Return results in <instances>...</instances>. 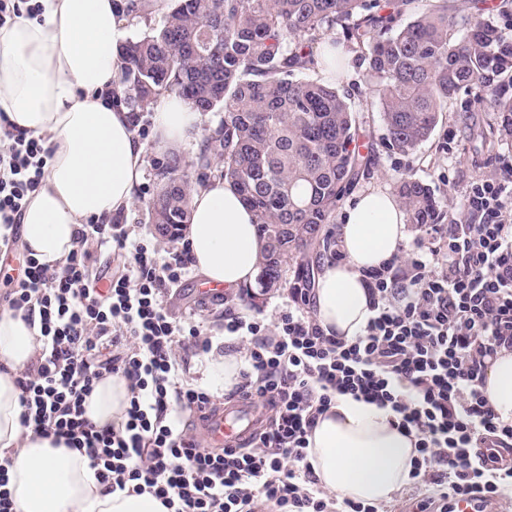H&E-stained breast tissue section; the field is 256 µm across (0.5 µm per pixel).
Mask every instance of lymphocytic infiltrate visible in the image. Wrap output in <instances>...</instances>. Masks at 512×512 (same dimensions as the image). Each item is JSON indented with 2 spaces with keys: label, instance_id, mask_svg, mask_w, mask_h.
<instances>
[{
  "label": "lymphocytic infiltrate",
  "instance_id": "1",
  "mask_svg": "<svg viewBox=\"0 0 512 512\" xmlns=\"http://www.w3.org/2000/svg\"><path fill=\"white\" fill-rule=\"evenodd\" d=\"M49 151L42 137L0 124V225L18 238L27 197ZM466 220L429 224L425 242L397 273L394 261L366 270L373 312L353 340L326 335L309 311L312 290L288 289L274 327L227 309L221 333L243 344L231 396L268 405L266 427L235 448H208L182 423L216 407L208 390L184 383L188 354L209 353L205 323L173 320L163 297L189 273L185 248L160 252L130 235L122 217L89 220L61 269L27 258L0 307L40 319L41 345L17 381L24 431L84 453L109 489L151 493L169 512H378L319 485L306 449L334 398L391 408L412 435L415 488L440 489L441 512L455 497L490 501L512 489V424L480 390L486 361L512 351V163L467 189ZM123 260L106 289L90 274L92 250ZM121 376L127 420L97 428L84 403L97 382Z\"/></svg>",
  "mask_w": 512,
  "mask_h": 512
}]
</instances>
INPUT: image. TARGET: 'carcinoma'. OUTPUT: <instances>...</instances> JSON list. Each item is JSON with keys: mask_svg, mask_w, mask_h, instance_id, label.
Here are the masks:
<instances>
[{"mask_svg": "<svg viewBox=\"0 0 512 512\" xmlns=\"http://www.w3.org/2000/svg\"><path fill=\"white\" fill-rule=\"evenodd\" d=\"M414 0H170L161 23L120 47L112 99L130 112H153L177 95L198 112H222L194 156L156 162L149 224H174L181 236L192 192L226 179L254 212L264 241L257 283L281 287L288 267L308 279L309 245L336 223V207L353 186L363 156L362 125L336 86L305 77L320 63L314 48L339 31L357 48L376 94L387 145L410 155L431 136L448 99L481 86L483 75L512 84V40L448 0L401 20ZM129 20L156 5L125 0ZM490 106L502 139L512 140V94ZM407 223L437 224L441 211L428 184L405 177L397 186Z\"/></svg>", "mask_w": 512, "mask_h": 512, "instance_id": "1", "label": "carcinoma"}]
</instances>
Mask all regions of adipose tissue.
Instances as JSON below:
<instances>
[{"label": "adipose tissue", "instance_id": "ef3b65f1", "mask_svg": "<svg viewBox=\"0 0 512 512\" xmlns=\"http://www.w3.org/2000/svg\"><path fill=\"white\" fill-rule=\"evenodd\" d=\"M44 4L41 18L0 28V113L17 131L44 136L51 150L23 212L21 236L36 260L57 268L81 224L130 208L145 155L131 114L108 101L125 36L112 0ZM203 134L204 118L186 100H159L153 139L160 148L197 144ZM409 235L403 210L386 191L372 188L347 202L337 227L343 258L325 263L312 293L324 330L347 340L363 332L371 315L363 272L398 255ZM183 237L192 268L209 283L234 291L254 283L263 243L253 212L228 181L196 187ZM39 345V325L0 312V459L11 462L8 489L16 512H169L152 494L106 490L86 455L23 431L17 379ZM481 391L500 421L512 423L511 351L488 361ZM128 405L126 380L110 376L96 383L86 415L97 427L118 426ZM393 418L390 408L336 396L307 448L320 486L370 503L388 501L405 486L415 440Z\"/></svg>", "mask_w": 512, "mask_h": 512}]
</instances>
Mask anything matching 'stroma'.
<instances>
[{
	"label": "stroma",
	"mask_w": 512,
	"mask_h": 512,
	"mask_svg": "<svg viewBox=\"0 0 512 512\" xmlns=\"http://www.w3.org/2000/svg\"><path fill=\"white\" fill-rule=\"evenodd\" d=\"M341 94L347 95L354 109L366 120V133L373 151L353 186L354 192L380 188L394 192L400 178L413 177L426 182L433 190L444 215H460L463 197L472 182L498 176L504 161L512 160V141L501 140L493 112L481 110L476 97L460 91L449 100L442 122L428 141L415 154L403 156L389 151L383 138L386 134L380 119L378 99L370 90L364 65L354 51H347L342 78L336 84ZM147 166L135 199L126 212L127 223L137 225L143 236H151L149 225L143 222V202L154 191L152 161L163 158L152 136H143ZM294 282L293 272H286L282 288L263 295L259 303H252L250 289L223 293L221 298L202 301L199 290L202 280L190 274L164 297V305L174 318L195 316L205 323H213L224 307L237 304L253 305L267 324H274L279 312L287 303V288Z\"/></svg>",
	"instance_id": "1"
}]
</instances>
